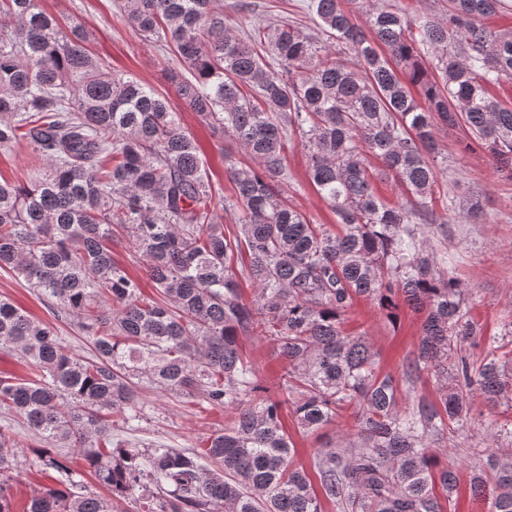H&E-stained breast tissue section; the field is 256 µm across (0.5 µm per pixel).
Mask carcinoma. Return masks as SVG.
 Listing matches in <instances>:
<instances>
[{"label":"carcinoma","mask_w":512,"mask_h":512,"mask_svg":"<svg viewBox=\"0 0 512 512\" xmlns=\"http://www.w3.org/2000/svg\"><path fill=\"white\" fill-rule=\"evenodd\" d=\"M505 2L448 0L447 18L418 20L383 3L364 30L342 0H308L325 36L315 43L288 23L240 39L219 0H120L131 30L176 58L167 78L184 106L249 156L224 154V211L235 221L226 230L167 97L112 71L40 0H0V148L24 142L46 161L25 182L0 181V270L76 318L92 351L69 356L54 324L0 299V344L30 366L25 380L0 377V412L34 432L43 467L64 476L25 512H322L323 499L336 512H446L459 470L430 439L462 432L475 398L494 404L512 391V349L497 355L512 345V319L508 343L489 339L479 361L464 352L484 336L453 259L432 240L448 170L434 128L464 126L512 164V106L489 94L512 82V32L483 24ZM295 141L334 224L289 199ZM371 156L396 177L401 201L375 195ZM122 238L157 296L112 259ZM359 298L391 321L403 307L423 314L398 379L379 370L367 337L342 334ZM254 333L287 363L275 396L240 345ZM424 371L439 400L409 410L402 400ZM145 390L234 415L199 451L138 448L119 432L140 421ZM287 406L306 431L355 416L348 445L315 451L317 489L294 463ZM62 447L80 453L85 472ZM468 452L473 496L512 512V454ZM18 454L0 427V512H11ZM86 474L107 494L83 490Z\"/></svg>","instance_id":"carcinoma-1"}]
</instances>
